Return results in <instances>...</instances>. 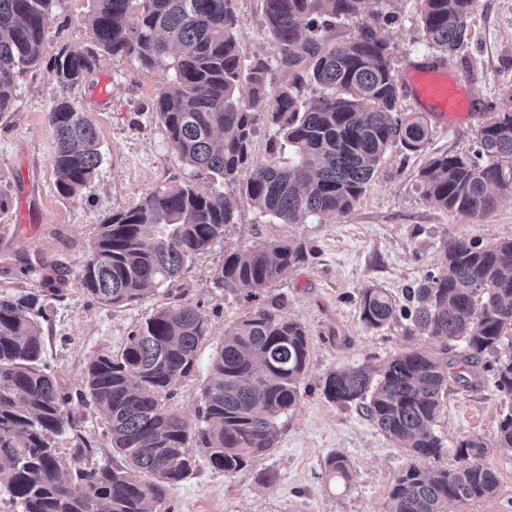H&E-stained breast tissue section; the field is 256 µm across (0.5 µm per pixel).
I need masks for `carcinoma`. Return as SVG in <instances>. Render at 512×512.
<instances>
[{
    "label": "carcinoma",
    "instance_id": "obj_1",
    "mask_svg": "<svg viewBox=\"0 0 512 512\" xmlns=\"http://www.w3.org/2000/svg\"><path fill=\"white\" fill-rule=\"evenodd\" d=\"M54 0H0V112L10 109L15 78L39 64ZM96 50L62 53L53 68L71 88L92 72L100 54L126 55L147 69L173 71L154 106L169 146L183 164L226 183L258 213L282 223L310 215L349 213L396 144L420 151L429 140L418 115L398 116L401 86L381 21L394 0H262L263 20L279 45L271 62L248 59L232 0H88ZM426 43L446 54L469 43L475 0H420ZM346 21L348 40L334 38ZM282 76L275 78L274 71ZM275 130L269 157L249 162L258 121ZM52 166L59 194L89 188L101 164L96 128L66 98L51 112ZM424 196L464 215L496 206L492 189H512V109L493 113L468 155L442 154L420 173ZM236 209L222 193L192 184L146 192L132 209L100 225L83 260L78 285L106 306H129L151 287L178 278L185 263L224 236ZM301 243L276 239L224 254L215 284L249 294L306 261ZM44 288L0 292V473L15 512H159L169 492L196 468L191 444L210 467L230 478L260 464L276 447L278 421L292 414L309 364L312 336L301 322L258 307L224 332L211 357L200 422L166 407L173 387L197 371L208 325L183 301L158 308L128 336L121 351L89 358L82 398L105 415L115 464L80 467L54 438L76 426L70 395L44 360L48 301ZM401 309L381 291L360 296L369 328ZM418 336L445 340L442 354L424 346L387 362L343 363L328 372L325 398L355 406L410 462L388 491L386 512H447L448 503L492 495L489 448L512 450V405L501 411L494 437L461 441L460 465H430L443 454L434 428L452 385L466 387L476 371L493 372L494 387L512 398V240L482 244L447 239L441 261L412 289L407 312ZM463 344V353L448 356ZM329 480L353 486L357 473L341 453L324 462Z\"/></svg>",
    "mask_w": 512,
    "mask_h": 512
}]
</instances>
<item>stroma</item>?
<instances>
[{
    "label": "stroma",
    "mask_w": 512,
    "mask_h": 512,
    "mask_svg": "<svg viewBox=\"0 0 512 512\" xmlns=\"http://www.w3.org/2000/svg\"><path fill=\"white\" fill-rule=\"evenodd\" d=\"M233 8L243 29L245 55L275 58L278 49L263 22L262 0H233ZM393 9L398 19L385 25L383 34L393 48L398 79L409 78L423 63L438 62L441 70L467 80L473 111L443 125L430 118L413 92H403L402 110L428 119L425 149L393 146L353 210L332 223L313 217L280 223L240 200L236 186L194 175L170 149L153 108L167 83L161 70L142 68L126 56H102L86 81L62 88L51 66L54 58L64 50L84 53L93 47L88 0H55L42 62L20 75L12 107L0 113V198L7 202L0 212V290H39L46 268L59 270L64 297L48 307L45 356L72 398L79 401L89 357L120 351L153 310L170 301L196 305L209 327L198 371L175 386L166 401L168 409L192 421L203 406L210 357L222 344L225 329L242 316L279 299L283 315L310 331L309 365L296 410L280 420L270 455L260 466L227 478L210 468L203 453H196L193 474L164 503L167 512H385L389 487L409 461L407 452L356 408L327 401L321 385L341 363L380 362L415 340L403 319L380 328L365 326L359 298L367 289L379 288L404 302L406 289L435 270L445 238L485 243L512 239V191L499 192L493 211L467 216L438 209L419 185V172L431 157L473 151L490 108L512 107V0H477L468 21V47L442 59L424 42L418 0H395ZM105 75L112 79L111 95L100 101L93 90ZM63 96L94 122L102 155L94 183L70 198L58 193L51 164L55 138L49 115ZM187 182L237 200L236 219L223 238L193 255L170 285L136 304L110 307L86 295L76 275L100 224L133 208L152 189ZM269 239L303 243L311 257L253 299L216 287L214 277L227 249ZM506 405L485 371L470 388L450 390L435 427L445 446L441 466H457L461 440H491ZM77 417L75 430L56 438L58 451L67 457L85 444L91 449L89 463H112L103 415L79 401ZM334 452L345 455L356 470L353 486L328 483L324 460ZM486 461L498 481L494 494L449 504L448 512H512V450L489 449ZM265 469L277 471L276 482L262 479Z\"/></svg>",
    "instance_id": "35a3bbf8"
}]
</instances>
